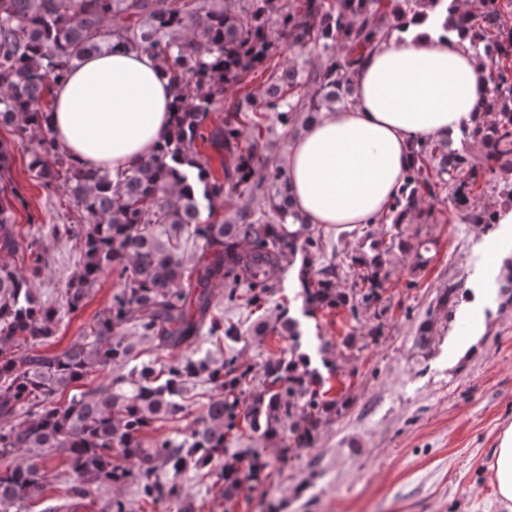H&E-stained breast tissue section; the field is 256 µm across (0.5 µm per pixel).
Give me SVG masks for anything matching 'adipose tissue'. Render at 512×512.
I'll use <instances>...</instances> for the list:
<instances>
[{
	"label": "adipose tissue",
	"mask_w": 512,
	"mask_h": 512,
	"mask_svg": "<svg viewBox=\"0 0 512 512\" xmlns=\"http://www.w3.org/2000/svg\"><path fill=\"white\" fill-rule=\"evenodd\" d=\"M490 92L467 31L441 17H408L398 38L364 58L353 103L322 112L290 144L297 209L309 223L341 229L387 212L411 163L410 142L457 136ZM170 112L154 57L116 49L87 56L56 85L50 123L77 162L115 171L154 152ZM491 467L497 502L512 512V426Z\"/></svg>",
	"instance_id": "ef3b65f1"
}]
</instances>
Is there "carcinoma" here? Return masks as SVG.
I'll list each match as a JSON object with an SVG mask.
<instances>
[{
  "instance_id": "carcinoma-1",
  "label": "carcinoma",
  "mask_w": 512,
  "mask_h": 512,
  "mask_svg": "<svg viewBox=\"0 0 512 512\" xmlns=\"http://www.w3.org/2000/svg\"><path fill=\"white\" fill-rule=\"evenodd\" d=\"M475 2L471 12L462 0H0V126L24 146L33 180L66 194L69 208L51 232L81 255L60 304L42 301L34 281L45 250L15 230L24 197L15 186L0 196V252L19 253L23 263L0 264V512H72L92 492L124 486L153 509L177 503V485L161 483V472L208 475L244 425L265 437L286 432L294 448L317 441L337 403L301 351L300 322L284 311L261 319L258 335L288 333V356L248 362L224 351L223 341L243 332L216 312L210 284L224 287L227 302L257 309L296 267L303 315L341 310L356 321L378 308L395 262L426 263L424 243L412 242L418 233L408 234V225L426 223V204L446 191L465 223L486 230L497 210L481 203L476 186L498 172L491 190L512 205V0ZM444 11L468 28L481 65H495L491 95L457 138L413 142L412 163L377 227L358 224L355 248H331L324 228L295 208L288 170L268 147L274 127L289 137L322 111L350 104L366 52L407 15ZM279 38L317 62L276 60ZM119 47L155 57L174 112L156 150L114 173L79 164L55 139L47 95L86 56ZM258 71L265 82L256 90ZM234 86L237 95L226 98ZM215 112L224 119L211 126ZM200 143L229 157L222 175ZM12 156L0 141V184L9 182ZM192 240L208 253L201 266L187 259ZM105 275L116 276L118 288L89 330L60 353L32 351ZM348 275L351 286L340 287ZM498 288L511 304L512 256ZM460 291L461 283H448L427 310L421 345L438 332L435 313L453 318ZM206 335L215 354L189 353ZM149 348L183 355L159 365L142 359ZM199 382L215 391L202 427L181 440L149 436L156 423L184 413ZM56 458L69 480L51 504ZM266 470L258 453L245 467L227 457L224 498L244 476L268 479Z\"/></svg>"
}]
</instances>
